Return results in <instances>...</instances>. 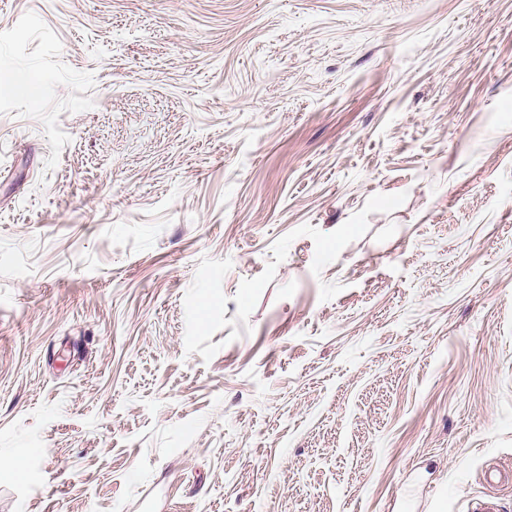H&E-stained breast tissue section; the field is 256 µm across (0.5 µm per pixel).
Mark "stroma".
Listing matches in <instances>:
<instances>
[{
    "label": "stroma",
    "instance_id": "obj_1",
    "mask_svg": "<svg viewBox=\"0 0 512 512\" xmlns=\"http://www.w3.org/2000/svg\"><path fill=\"white\" fill-rule=\"evenodd\" d=\"M0 512H512V0H0Z\"/></svg>",
    "mask_w": 512,
    "mask_h": 512
}]
</instances>
